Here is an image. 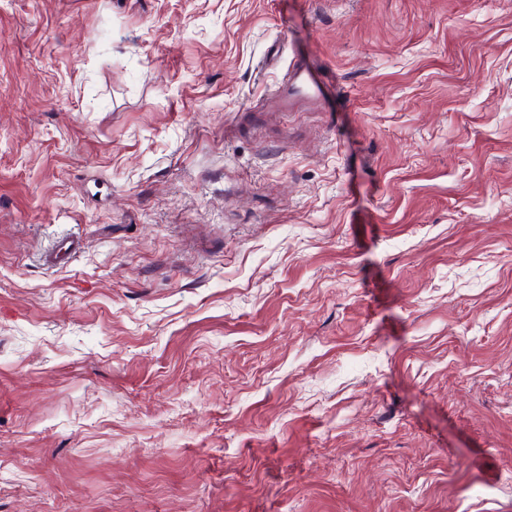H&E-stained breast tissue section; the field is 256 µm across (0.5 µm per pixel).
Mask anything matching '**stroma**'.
I'll use <instances>...</instances> for the list:
<instances>
[{"instance_id": "obj_1", "label": "stroma", "mask_w": 512, "mask_h": 512, "mask_svg": "<svg viewBox=\"0 0 512 512\" xmlns=\"http://www.w3.org/2000/svg\"><path fill=\"white\" fill-rule=\"evenodd\" d=\"M0 512H512V0H0ZM289 88L295 96L323 101V87L320 80L298 61L292 64Z\"/></svg>"}]
</instances>
